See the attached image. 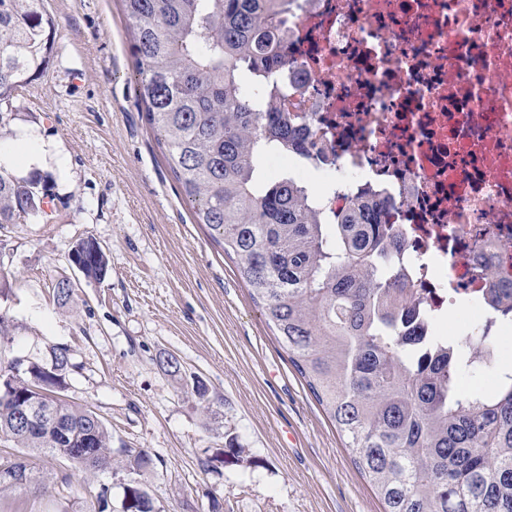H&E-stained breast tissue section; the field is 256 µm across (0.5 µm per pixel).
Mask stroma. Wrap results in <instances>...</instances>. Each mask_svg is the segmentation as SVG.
Returning <instances> with one entry per match:
<instances>
[{
	"label": "stroma",
	"instance_id": "1",
	"mask_svg": "<svg viewBox=\"0 0 512 512\" xmlns=\"http://www.w3.org/2000/svg\"><path fill=\"white\" fill-rule=\"evenodd\" d=\"M55 24L43 73L19 87L0 143L19 126L60 144L62 164L42 174L44 213L0 224V364H50L71 350L65 394L112 431V450L149 449L153 469L87 477L58 456L0 442L47 484L0 489V512H122L123 484L138 478L155 512H382L368 481L305 380L288 360L235 257L194 208L139 101L122 0H39ZM92 237L104 280L70 261ZM70 279L72 302L53 296ZM174 355L178 373L160 358ZM206 384L207 402L193 392ZM240 447L227 459L224 448Z\"/></svg>",
	"mask_w": 512,
	"mask_h": 512
}]
</instances>
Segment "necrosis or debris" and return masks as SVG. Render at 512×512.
Listing matches in <instances>:
<instances>
[{
  "label": "necrosis or debris",
  "instance_id": "4bbe7bcc",
  "mask_svg": "<svg viewBox=\"0 0 512 512\" xmlns=\"http://www.w3.org/2000/svg\"><path fill=\"white\" fill-rule=\"evenodd\" d=\"M283 17L280 109L315 144L300 174L317 205L385 200L426 335L486 308L512 288V0H285Z\"/></svg>",
  "mask_w": 512,
  "mask_h": 512
}]
</instances>
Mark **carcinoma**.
<instances>
[{"label":"carcinoma","instance_id":"1","mask_svg":"<svg viewBox=\"0 0 512 512\" xmlns=\"http://www.w3.org/2000/svg\"><path fill=\"white\" fill-rule=\"evenodd\" d=\"M38 0H0V107L40 75L52 48L51 19ZM131 23L140 99L148 123L163 137L168 160L197 223L262 304L269 326L297 372L346 439L353 462L375 490L383 512H512V370L496 393L461 391L465 368L492 363L489 331L464 347L423 334L426 314L400 267L401 245L382 206L356 198L331 216L292 176L263 187L259 163L275 151L307 145L300 118L277 110L280 70L290 66L280 37L278 0H122ZM262 87L255 99L245 84ZM41 180L0 175V224L42 211ZM71 262L87 279L103 280L109 260L93 238L74 245ZM54 298L71 302L74 285L56 282ZM487 308L489 324L512 322V288ZM70 350L52 347V364L14 360L0 368V440L63 456L91 433V458L70 463L86 475L113 468L112 434L99 416L61 396ZM39 395L46 419L29 428L16 414ZM135 474L153 467L145 448L124 451ZM135 512H154L136 480Z\"/></svg>","mask_w":512,"mask_h":512}]
</instances>
